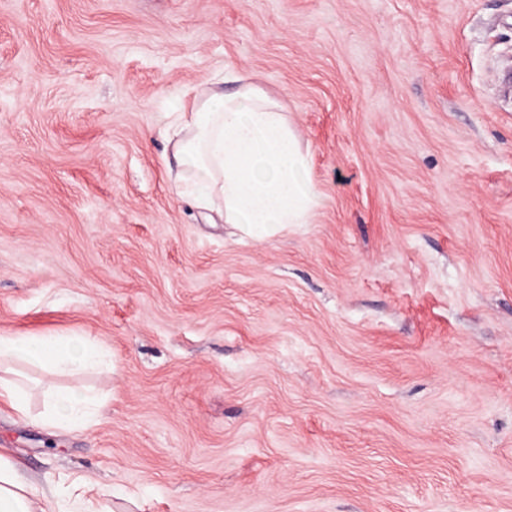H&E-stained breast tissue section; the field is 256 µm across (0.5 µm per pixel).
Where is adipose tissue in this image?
Here are the masks:
<instances>
[{
    "mask_svg": "<svg viewBox=\"0 0 512 512\" xmlns=\"http://www.w3.org/2000/svg\"><path fill=\"white\" fill-rule=\"evenodd\" d=\"M175 146L187 179L179 194L198 206L218 209L228 224L251 237L266 238L291 224L312 223L322 195L307 178L310 161L281 105L261 89L194 96L159 130ZM101 361L83 336H0V401L26 413L27 400L15 363L52 373H87ZM48 424L62 430L87 426L95 398L81 388L50 392ZM0 512H46L43 499L23 480L16 465L0 456Z\"/></svg>",
    "mask_w": 512,
    "mask_h": 512,
    "instance_id": "ef3b65f1",
    "label": "adipose tissue"
}]
</instances>
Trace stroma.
<instances>
[{"label": "stroma", "mask_w": 512, "mask_h": 512, "mask_svg": "<svg viewBox=\"0 0 512 512\" xmlns=\"http://www.w3.org/2000/svg\"><path fill=\"white\" fill-rule=\"evenodd\" d=\"M512 0H0V451L60 512H512ZM235 70L323 195L254 240L158 129ZM85 386V428L42 420ZM101 361L99 349L84 336H0V401L26 415L27 400L13 365L24 362L50 373H87Z\"/></svg>", "instance_id": "1"}]
</instances>
